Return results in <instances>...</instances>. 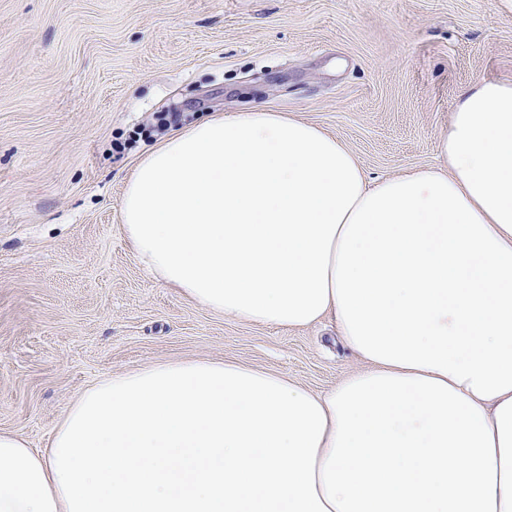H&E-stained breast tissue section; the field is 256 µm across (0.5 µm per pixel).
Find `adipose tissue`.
Listing matches in <instances>:
<instances>
[{
    "mask_svg": "<svg viewBox=\"0 0 512 512\" xmlns=\"http://www.w3.org/2000/svg\"><path fill=\"white\" fill-rule=\"evenodd\" d=\"M439 163L368 182L288 115H213L126 181L139 264L275 326L333 316L368 367L324 393L232 362L105 377L47 448L0 432V512H512V82Z\"/></svg>",
    "mask_w": 512,
    "mask_h": 512,
    "instance_id": "adipose-tissue-1",
    "label": "adipose tissue"
}]
</instances>
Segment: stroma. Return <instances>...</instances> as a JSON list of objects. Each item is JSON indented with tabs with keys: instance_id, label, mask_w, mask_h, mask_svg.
<instances>
[{
	"instance_id": "stroma-1",
	"label": "stroma",
	"mask_w": 512,
	"mask_h": 512,
	"mask_svg": "<svg viewBox=\"0 0 512 512\" xmlns=\"http://www.w3.org/2000/svg\"><path fill=\"white\" fill-rule=\"evenodd\" d=\"M482 78L512 82L494 0H0V431L45 448L89 386L170 360L314 392L364 369L331 320L242 321L145 272L125 182L172 128L250 110L319 126L371 179L430 166Z\"/></svg>"
}]
</instances>
